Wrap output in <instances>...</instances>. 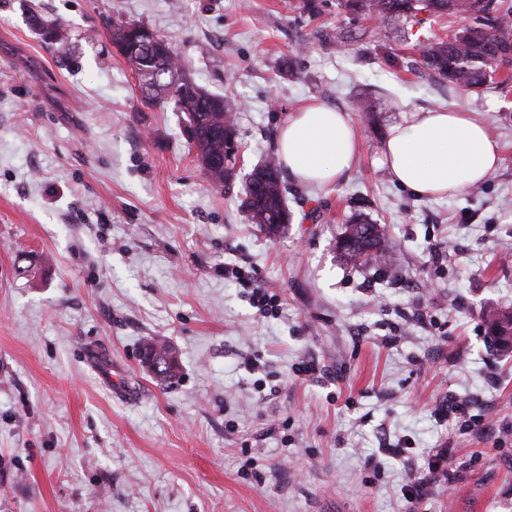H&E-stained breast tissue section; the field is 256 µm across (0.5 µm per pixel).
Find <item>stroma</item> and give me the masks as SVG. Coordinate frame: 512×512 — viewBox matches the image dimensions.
Here are the masks:
<instances>
[{"label": "stroma", "instance_id": "obj_1", "mask_svg": "<svg viewBox=\"0 0 512 512\" xmlns=\"http://www.w3.org/2000/svg\"><path fill=\"white\" fill-rule=\"evenodd\" d=\"M315 3L0 0V512H512V352L481 317L512 311V83L425 76L420 45L469 18L422 12L340 53L323 37L370 22ZM34 13L67 25L69 62ZM129 22L242 101L224 189L174 100L145 104L112 44ZM310 101L349 113L358 153L327 186L284 175L293 219L270 238L242 209L243 176ZM437 107L499 143L482 192L420 198L379 165L401 113ZM359 212L385 226L397 273L341 260ZM228 264L256 271L277 315ZM150 337L176 349L173 383L142 367ZM303 361L319 374L296 376ZM453 399L472 422L436 415ZM441 448L447 477L410 502ZM249 295V300L254 308L258 310V312L266 317L269 314H274L278 309V297L270 293L265 288H252Z\"/></svg>", "mask_w": 512, "mask_h": 512}]
</instances>
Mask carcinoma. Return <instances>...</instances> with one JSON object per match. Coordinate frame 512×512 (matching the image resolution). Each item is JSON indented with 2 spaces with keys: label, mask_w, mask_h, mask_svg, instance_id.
Wrapping results in <instances>:
<instances>
[{
  "label": "carcinoma",
  "mask_w": 512,
  "mask_h": 512,
  "mask_svg": "<svg viewBox=\"0 0 512 512\" xmlns=\"http://www.w3.org/2000/svg\"><path fill=\"white\" fill-rule=\"evenodd\" d=\"M345 8L369 18H379L383 27L401 19L410 20L426 11L437 16L460 17L472 24L453 32L446 38L433 37L421 47L426 74L432 81H446L478 91L495 76L512 67V3L507 0H345ZM44 38L50 41L55 53L64 58L69 52L66 28L56 20L36 18ZM167 43L162 38L154 41L131 42L122 56L142 82H154L159 57ZM167 77L158 82L154 91V106L172 98L185 109L184 118L196 123V137L191 147L196 161L204 166L210 154L224 151V139L210 137L211 126H224L225 139L238 140L236 112L240 104L210 94L190 77L185 63L171 55L166 58ZM244 206L249 221L265 229L272 236L290 222L284 203V182L277 158L255 167L246 180ZM336 248L346 260L369 264L388 253L385 231L359 213L344 226ZM483 321L490 336L512 331V311L488 308Z\"/></svg>",
  "instance_id": "carcinoma-1"
}]
</instances>
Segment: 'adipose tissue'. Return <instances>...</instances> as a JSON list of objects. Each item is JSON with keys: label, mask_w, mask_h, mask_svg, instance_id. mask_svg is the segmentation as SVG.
I'll return each instance as SVG.
<instances>
[{"label": "adipose tissue", "mask_w": 512, "mask_h": 512, "mask_svg": "<svg viewBox=\"0 0 512 512\" xmlns=\"http://www.w3.org/2000/svg\"><path fill=\"white\" fill-rule=\"evenodd\" d=\"M357 149L348 115L316 101L290 113L278 134L282 166L318 186L336 182ZM381 162L416 196L437 198L485 181L498 168L501 150L469 112L443 108L402 113L384 139Z\"/></svg>", "instance_id": "ef3b65f1"}]
</instances>
